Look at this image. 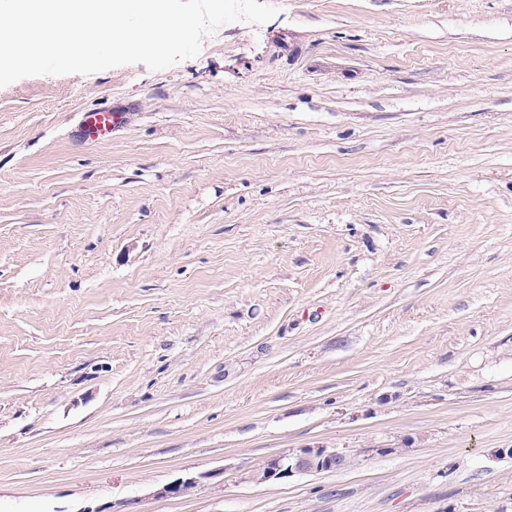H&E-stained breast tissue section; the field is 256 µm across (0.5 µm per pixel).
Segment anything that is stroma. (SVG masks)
I'll return each instance as SVG.
<instances>
[{
  "mask_svg": "<svg viewBox=\"0 0 512 512\" xmlns=\"http://www.w3.org/2000/svg\"><path fill=\"white\" fill-rule=\"evenodd\" d=\"M268 2L0 87V512H512V0ZM124 112H115L112 106H101L82 112L73 136L82 142H94L112 136V130L121 126ZM350 452L338 451L320 445L292 449L266 460L264 478V462L254 471L253 477L257 481H262L263 478V481L267 482H283L298 474L340 470L346 467L351 457ZM350 461L351 459L348 464Z\"/></svg>",
  "mask_w": 512,
  "mask_h": 512,
  "instance_id": "35a3bbf8",
  "label": "stroma"
}]
</instances>
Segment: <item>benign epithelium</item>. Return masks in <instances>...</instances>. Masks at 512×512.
Wrapping results in <instances>:
<instances>
[{"label":"benign epithelium","instance_id":"1","mask_svg":"<svg viewBox=\"0 0 512 512\" xmlns=\"http://www.w3.org/2000/svg\"><path fill=\"white\" fill-rule=\"evenodd\" d=\"M351 457L348 451H338L320 445L296 448L269 457L265 465L267 482H283L298 474L328 472L346 467Z\"/></svg>","mask_w":512,"mask_h":512}]
</instances>
